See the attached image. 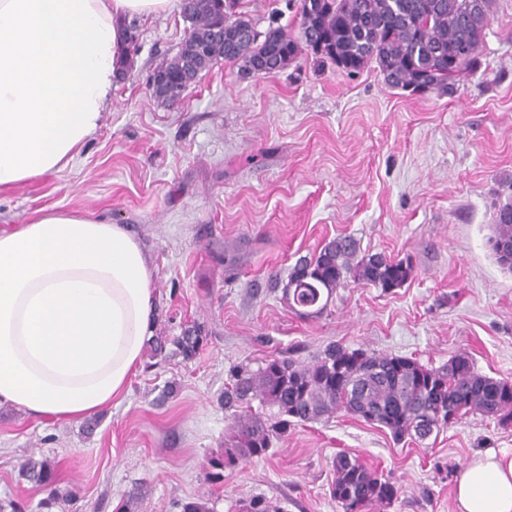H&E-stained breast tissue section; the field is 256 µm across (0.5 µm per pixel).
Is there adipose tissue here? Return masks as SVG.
<instances>
[{
	"instance_id": "ef3b65f1",
	"label": "adipose tissue",
	"mask_w": 512,
	"mask_h": 512,
	"mask_svg": "<svg viewBox=\"0 0 512 512\" xmlns=\"http://www.w3.org/2000/svg\"><path fill=\"white\" fill-rule=\"evenodd\" d=\"M173 0H0V190L61 172L103 123L125 24ZM155 267L123 225L43 209L0 229V404L77 423L126 394L154 331ZM457 512H512V452L477 454Z\"/></svg>"
}]
</instances>
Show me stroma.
Here are the masks:
<instances>
[{
  "mask_svg": "<svg viewBox=\"0 0 512 512\" xmlns=\"http://www.w3.org/2000/svg\"><path fill=\"white\" fill-rule=\"evenodd\" d=\"M492 11L478 71L445 95L305 56L268 77L216 64L175 104L154 96L150 77L189 22L177 8L132 20L134 65L103 126L71 167L1 191L0 227L49 207L125 225L155 266L157 329L197 322L208 342L190 363L142 364L90 433L1 404V504L42 512L46 491L21 474L32 456L56 469L52 512H179L197 496L235 512L249 494L283 512H341L331 461L347 451L398 488L384 512H456L458 475L479 453L512 451V427L471 414L397 442L340 412L291 426L272 455L223 480L208 474L229 424L225 383L276 352L307 361L336 342L435 367L465 352L478 372L512 381V273L487 244L492 205L512 181V0ZM339 235L411 258L414 275L387 292L348 284L329 312L299 316L276 283ZM170 383L177 391L162 399Z\"/></svg>",
  "mask_w": 512,
  "mask_h": 512,
  "instance_id": "1",
  "label": "stroma"
}]
</instances>
